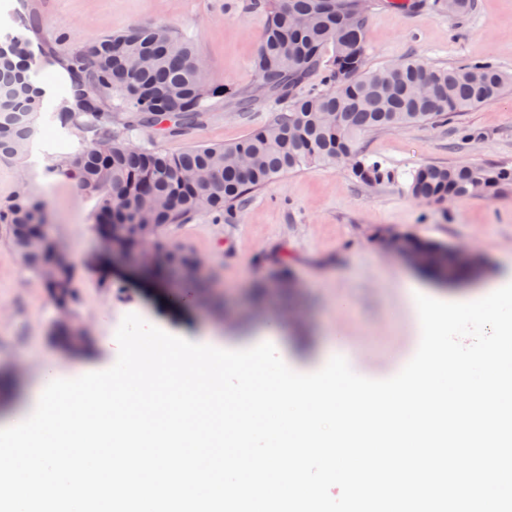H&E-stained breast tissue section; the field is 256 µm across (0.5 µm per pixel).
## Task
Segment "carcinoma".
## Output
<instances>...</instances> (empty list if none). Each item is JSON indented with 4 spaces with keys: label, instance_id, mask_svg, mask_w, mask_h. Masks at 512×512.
<instances>
[{
    "label": "carcinoma",
    "instance_id": "cac0c4a2",
    "mask_svg": "<svg viewBox=\"0 0 512 512\" xmlns=\"http://www.w3.org/2000/svg\"><path fill=\"white\" fill-rule=\"evenodd\" d=\"M450 16L473 10L474 0H435ZM265 15L264 36L251 62L256 80L268 86L277 116L230 145L192 146L178 154L155 146L135 147L132 132L166 122L182 132L210 111L218 90L190 42L167 25L137 26L100 38L70 53L68 79L50 121L79 138L62 163L79 171L81 188L98 199L99 231L128 226L123 243H136L138 224L151 225L163 263L162 276L190 271L198 260L165 232L200 213L232 219L247 195L289 171L312 164L347 162L368 185H397L399 172L355 148L358 136L437 121L500 97L512 76L489 63L431 67L419 58L371 71L365 65V23L372 0H253ZM15 22L37 32L42 18L16 9ZM333 49L325 59L327 48ZM33 43L22 33L0 42V152L28 153L37 132L46 90L30 77ZM322 74L324 89H299ZM352 73L354 78L346 79ZM512 181V171L476 165L428 164L408 172L403 191L418 201L485 194ZM46 204L19 186L0 201V224L20 259L44 276L58 308L74 296L71 264L56 263L44 233ZM404 246L419 252L422 271L442 279L472 276L442 243L412 237Z\"/></svg>",
    "mask_w": 512,
    "mask_h": 512
}]
</instances>
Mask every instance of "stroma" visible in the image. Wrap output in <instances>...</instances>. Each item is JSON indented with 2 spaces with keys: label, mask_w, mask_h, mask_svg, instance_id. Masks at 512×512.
<instances>
[{
  "label": "stroma",
  "mask_w": 512,
  "mask_h": 512,
  "mask_svg": "<svg viewBox=\"0 0 512 512\" xmlns=\"http://www.w3.org/2000/svg\"><path fill=\"white\" fill-rule=\"evenodd\" d=\"M33 2L43 27L32 41L53 44L59 55L136 25L166 24L192 42L208 82L228 86L196 126L178 135L145 128L133 133L134 145L176 154L192 145L231 144L273 117L265 104L248 112L238 105V92L256 86L250 62L264 33L252 0ZM410 57L433 67L491 62L512 74V0H475L472 13L460 18L375 0L366 22L367 68ZM41 126L25 159H0V199L22 175L48 201L46 232L72 259L75 296L61 312L0 227V376L6 380L0 412L22 399L46 364L65 374L109 368L118 354L116 330L129 313L191 341L215 334L228 350L261 343L263 325L281 321L284 332L271 342L292 370H319L321 346L336 337L368 347L356 372L383 379L387 355L415 333L404 285L423 275L379 245V230L470 247L488 262L492 278L512 267V184L469 198L417 201L397 186H366L348 163L313 164L251 194L233 220L202 213L169 229V242L192 251L209 281L185 303L176 276L157 279L135 263H113L96 229L95 199L56 170L77 138L62 132L50 138V121ZM356 146L401 171L423 164L512 169V90L442 124L361 135ZM92 259L100 269L89 267ZM340 297L352 302L341 315Z\"/></svg>",
  "instance_id": "stroma-1"
}]
</instances>
